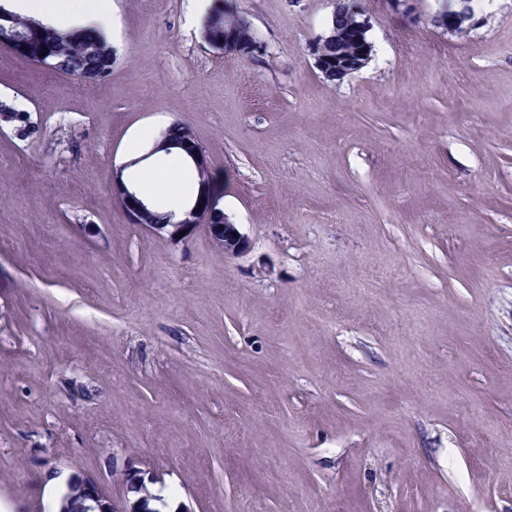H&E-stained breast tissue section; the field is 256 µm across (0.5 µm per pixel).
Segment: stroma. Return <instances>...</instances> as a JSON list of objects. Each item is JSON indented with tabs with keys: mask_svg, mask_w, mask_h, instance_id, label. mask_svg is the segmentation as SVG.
<instances>
[{
	"mask_svg": "<svg viewBox=\"0 0 512 512\" xmlns=\"http://www.w3.org/2000/svg\"><path fill=\"white\" fill-rule=\"evenodd\" d=\"M374 51L327 83L334 0H112V75L0 48V512L89 475L115 512H512V0H355ZM179 122L250 240L129 223L112 169ZM457 1L460 4V8L458 10L448 11V13L444 15L443 24L447 25L448 31L450 32L463 33L477 26L481 18H475V13L471 6L472 0ZM226 24H230L228 21L224 22V16L219 8L216 6L213 9V13L208 17L204 28H203V36L204 29L207 30V35L212 38H218L224 42H218L211 44L218 50L232 51V52H240V46L232 41L229 36H224V31H226ZM4 127H11L17 134H33L37 130L36 123L32 121L31 114L28 112H1L0 130Z\"/></svg>",
	"mask_w": 512,
	"mask_h": 512,
	"instance_id": "1",
	"label": "stroma"
}]
</instances>
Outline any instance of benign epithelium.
Wrapping results in <instances>:
<instances>
[{
  "label": "benign epithelium",
  "instance_id": "1",
  "mask_svg": "<svg viewBox=\"0 0 512 512\" xmlns=\"http://www.w3.org/2000/svg\"><path fill=\"white\" fill-rule=\"evenodd\" d=\"M460 8L444 15L443 24L448 31L463 33L480 23L475 18L471 6L472 0H458ZM369 25L362 15H357L351 27V41L354 43L355 59L340 63L328 53V45L338 40L341 30L334 28L321 36L313 49L315 67L321 74L342 82L346 77L360 71L371 59L373 44L367 40ZM29 29L15 26L11 16L0 11V47L7 48L17 55L26 49ZM10 127L16 133L32 134L37 126L28 112H1L0 130ZM176 139L189 158L191 167L200 173L210 170L206 151L199 144L190 128L181 123L172 124L155 142L149 155L168 152L171 139ZM139 163L132 159L112 170V196L115 197L127 218L132 224H141L154 234L167 238L172 243H179L202 229L211 241L224 250L227 258L236 257L246 252L250 247L249 239L241 233L238 224L234 223L229 214H224V223L211 224L209 216L219 205V197L211 183V177H203L197 181V193L182 217L168 224H149L146 216L148 207L145 201L138 197L132 185L123 179V171ZM184 236H179V233ZM52 512H115L110 498L101 484L84 475L69 476L64 488L55 503Z\"/></svg>",
  "mask_w": 512,
  "mask_h": 512
}]
</instances>
